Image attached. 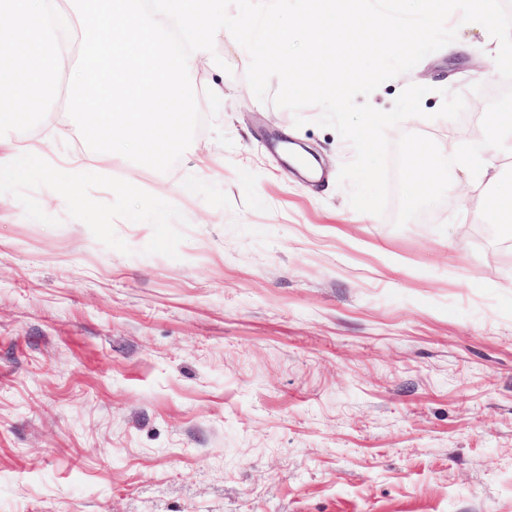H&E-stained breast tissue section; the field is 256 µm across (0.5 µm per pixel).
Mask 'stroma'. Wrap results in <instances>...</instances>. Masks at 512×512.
Masks as SVG:
<instances>
[{"label": "stroma", "mask_w": 512, "mask_h": 512, "mask_svg": "<svg viewBox=\"0 0 512 512\" xmlns=\"http://www.w3.org/2000/svg\"><path fill=\"white\" fill-rule=\"evenodd\" d=\"M456 41L368 98L428 87L425 118L389 129L439 148L471 140L497 42L452 15ZM214 119L169 173L104 175L170 195L178 258L147 255L149 223L116 219L106 248L57 192V225L0 196V512H512V229L461 165L453 191L398 228L351 208L352 146L320 110L258 101L231 34ZM462 94L460 120L435 113ZM87 148L63 104L29 131ZM322 157L293 171L282 145Z\"/></svg>", "instance_id": "35a3bbf8"}]
</instances>
